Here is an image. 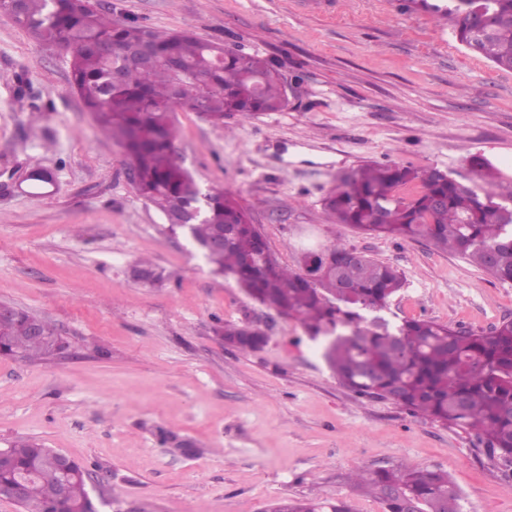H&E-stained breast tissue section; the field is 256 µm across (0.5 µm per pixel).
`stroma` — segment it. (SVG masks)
<instances>
[{
  "label": "stroma",
  "instance_id": "35a3bbf8",
  "mask_svg": "<svg viewBox=\"0 0 512 512\" xmlns=\"http://www.w3.org/2000/svg\"><path fill=\"white\" fill-rule=\"evenodd\" d=\"M115 20L188 31L269 58L286 108L213 125L178 109L176 150L202 189L233 194L291 268L335 242L397 267L382 313L486 332L512 319V283L425 240L365 235L322 204L364 163L433 167L481 187L469 158L512 190V71L470 53L451 26L396 0H97ZM69 56L0 12V302L67 341L41 362L0 356V448L33 439L85 464L97 512H263L278 499H345L359 468L448 473L464 512H512V483L476 432L342 386L322 342L212 273L131 182L70 87ZM49 172L52 183L28 180ZM264 331L240 351L224 323ZM187 443L185 451L160 435Z\"/></svg>",
  "mask_w": 512,
  "mask_h": 512
}]
</instances>
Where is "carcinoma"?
I'll return each instance as SVG.
<instances>
[{"instance_id": "carcinoma-1", "label": "carcinoma", "mask_w": 512, "mask_h": 512, "mask_svg": "<svg viewBox=\"0 0 512 512\" xmlns=\"http://www.w3.org/2000/svg\"><path fill=\"white\" fill-rule=\"evenodd\" d=\"M455 35L471 53L512 70V0H448ZM20 27L43 43L63 47L71 57L72 84L101 132L124 148L136 173L138 192L162 213L196 209L189 235L206 244L219 234L224 251L204 254L214 271L233 276L254 300L286 318H298L308 334L331 336L323 356L336 379L360 396L392 399L415 416L474 429L489 458L512 471V320L488 332H471L434 320L411 318L391 330L362 312L386 308L403 288L401 272L336 242L309 251L293 270L271 252L245 209L228 192L201 189L176 162L178 129L170 120L175 87L183 83V108L202 106L215 124L280 112L287 104L277 71L263 57L185 32H162L123 24L92 0H23ZM148 40L153 53L112 84L119 58L93 49L100 41L115 48ZM179 64L174 70L168 62ZM478 176L495 185L494 168L470 158ZM479 195L436 168L367 163L339 177L324 208L338 224L399 239H424L512 282V190L507 201ZM32 315L18 310L0 330V355L51 357L67 343L54 324L43 337L29 335ZM224 341L255 351L267 337L261 329L224 323ZM22 478V512H78L88 499L87 470L78 461L57 464V450L34 441L0 449V484ZM351 483L378 497L384 512H462V496L448 474L410 465L359 470ZM265 512H352L345 500H276Z\"/></svg>"}]
</instances>
